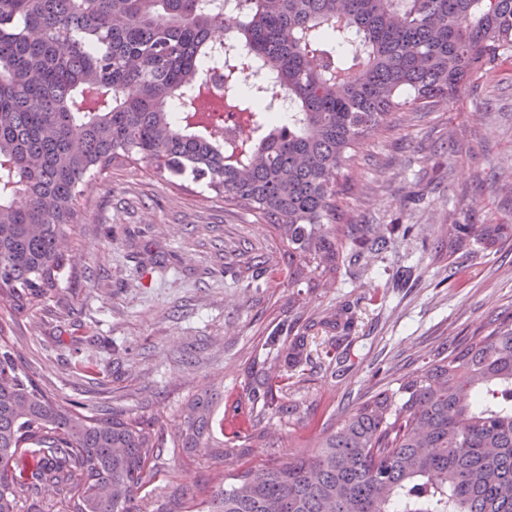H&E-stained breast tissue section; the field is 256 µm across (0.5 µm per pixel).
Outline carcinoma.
Wrapping results in <instances>:
<instances>
[{"instance_id":"cac0c4a2","label":"carcinoma","mask_w":512,"mask_h":512,"mask_svg":"<svg viewBox=\"0 0 512 512\" xmlns=\"http://www.w3.org/2000/svg\"><path fill=\"white\" fill-rule=\"evenodd\" d=\"M221 34L239 47L221 62L226 107L249 114L258 140L226 142L170 112L199 91ZM509 47L512 0H0V302L20 308L55 287L80 187L116 160L205 181L273 225L288 287H333L357 228L332 223L354 145L409 103H450ZM255 67L288 94V123L239 92ZM476 227L488 247L512 236V224H450L448 251ZM362 231L387 248L379 228ZM352 325L343 306L269 337L281 358L247 359L227 407L248 409L250 428L220 439L224 392L206 386L179 416L176 447L225 460L274 419L301 424L288 371L319 346L308 332L330 334L321 359L339 366ZM154 436L151 423L57 402L0 347V512H60L67 499L72 512H177L176 495L146 490ZM314 448L211 487L206 512H512V314L362 402Z\"/></svg>"}]
</instances>
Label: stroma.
<instances>
[{
  "instance_id": "1",
  "label": "stroma",
  "mask_w": 512,
  "mask_h": 512,
  "mask_svg": "<svg viewBox=\"0 0 512 512\" xmlns=\"http://www.w3.org/2000/svg\"><path fill=\"white\" fill-rule=\"evenodd\" d=\"M338 176L341 223L373 224L387 249L347 243L354 259L332 288L296 290L272 227L202 184L172 185L145 163L116 162L83 187L56 288L21 312L0 305V345L38 386L92 416L162 421L152 485L198 491L298 452L363 401L394 389L438 353L512 314V237L490 250L437 256L448 220L512 224V48L446 106L395 112L354 147ZM351 305L348 360L308 364L299 389L305 427L278 420L273 448L220 461L186 457L174 426L201 386L240 392L243 363L293 314Z\"/></svg>"
}]
</instances>
